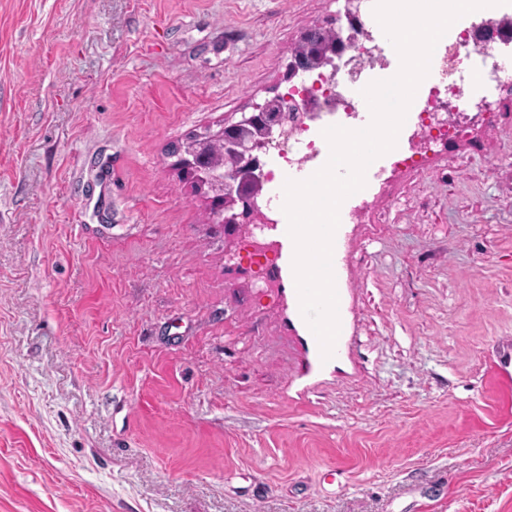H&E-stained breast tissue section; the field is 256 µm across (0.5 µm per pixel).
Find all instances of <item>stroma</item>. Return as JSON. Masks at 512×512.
Listing matches in <instances>:
<instances>
[{
    "label": "stroma",
    "instance_id": "obj_1",
    "mask_svg": "<svg viewBox=\"0 0 512 512\" xmlns=\"http://www.w3.org/2000/svg\"><path fill=\"white\" fill-rule=\"evenodd\" d=\"M345 10L0 0V512H512V72L370 179L317 376L170 155Z\"/></svg>",
    "mask_w": 512,
    "mask_h": 512
}]
</instances>
